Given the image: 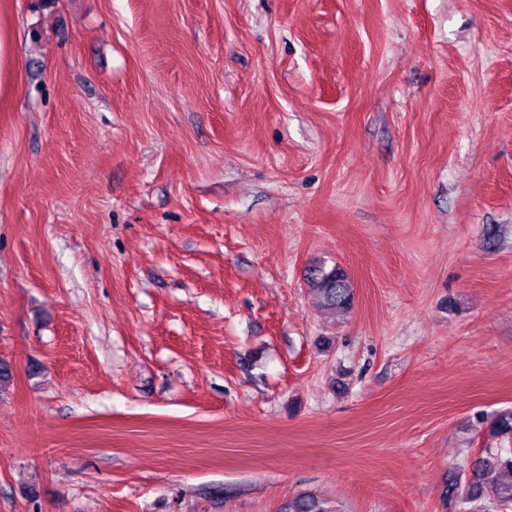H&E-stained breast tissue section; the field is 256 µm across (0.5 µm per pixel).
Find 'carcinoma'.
Instances as JSON below:
<instances>
[{
  "instance_id": "carcinoma-1",
  "label": "carcinoma",
  "mask_w": 512,
  "mask_h": 512,
  "mask_svg": "<svg viewBox=\"0 0 512 512\" xmlns=\"http://www.w3.org/2000/svg\"><path fill=\"white\" fill-rule=\"evenodd\" d=\"M309 288L328 311L349 310L354 303V293L348 273L339 266L327 270L322 265L307 269ZM490 432L505 440H512V411L497 414L490 422ZM494 487V499L479 503L483 485ZM463 503L472 507L463 512H512V448H486L478 461L472 477L467 482ZM278 512H339L332 502L312 491L298 492L283 501Z\"/></svg>"
}]
</instances>
